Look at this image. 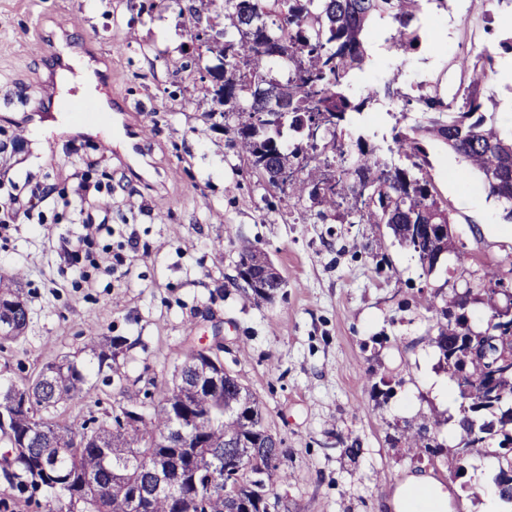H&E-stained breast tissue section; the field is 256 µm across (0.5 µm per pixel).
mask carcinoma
<instances>
[{
  "mask_svg": "<svg viewBox=\"0 0 512 512\" xmlns=\"http://www.w3.org/2000/svg\"><path fill=\"white\" fill-rule=\"evenodd\" d=\"M445 0H224L231 28L209 30L223 35L224 82L204 88L214 108L210 115L224 118V133L242 152L253 173L275 186L283 169L290 172L288 201L295 207L316 210L321 223L336 219L345 203L363 224H385L394 237L413 250L426 272L430 250L427 236L410 234L406 224L453 223L452 207L437 190L427 164L425 142L434 139L448 146L465 162L461 175L479 174L491 197L503 205V220L512 223V134L506 135L486 115L484 90L494 73V56L486 49L468 51L457 58L463 83L450 101L433 91L409 97L394 89L368 86L352 96L354 71L363 69L369 56L365 43L376 20L390 25L389 48L406 52L421 42L415 25L423 7ZM402 103L403 112H420L424 120L392 137L388 151L410 164L388 162L380 149L362 133L353 132L354 115L361 114L379 96ZM324 116L330 141L308 138L298 114ZM277 142L281 154L268 160L267 143ZM333 182L322 194L317 184L326 176ZM21 267L0 273V301L27 299ZM512 285V260L484 262L475 283L459 292L430 294L427 309L434 313L436 336L432 342L449 374L467 365L472 389L458 391V425L465 433L459 460L467 449L487 437L512 431V372L500 381L499 394L488 396L481 385L486 364L453 347L458 336L472 330L456 310L478 291L486 316L501 307L502 296L486 286ZM27 321L12 333L0 335V351L24 337ZM82 351L96 360L86 367L77 356L65 354L42 365L27 380L28 399L16 396L17 385L0 388V437L18 449L3 471L33 512H135L130 490L145 478L144 467L161 457H178L184 472L176 495L161 492L150 512H228L236 497L248 512H267L266 498L274 486L288 482V449L275 457L256 454L253 447L266 440L262 403L249 387L230 372L224 387L187 397L180 403L174 387L153 393L140 390L101 412L77 409L97 390L110 386L118 358L126 348L119 336H102L89 326ZM140 411L138 424L127 426V409ZM190 423V439L198 449L188 453L169 447L164 439L170 409ZM408 448L432 450L429 428L409 427L402 433ZM235 444L237 462L224 464L217 448Z\"/></svg>",
  "mask_w": 512,
  "mask_h": 512,
  "instance_id": "obj_1",
  "label": "carcinoma"
}]
</instances>
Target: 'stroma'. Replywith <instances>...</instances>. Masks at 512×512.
<instances>
[{
  "mask_svg": "<svg viewBox=\"0 0 512 512\" xmlns=\"http://www.w3.org/2000/svg\"><path fill=\"white\" fill-rule=\"evenodd\" d=\"M0 0V128L15 137L7 159L19 178L56 183L68 168L67 140L101 155L97 134L74 139L65 128L22 136L26 107L19 89L38 97L46 80L36 58L41 38L54 47L72 40L111 70L112 87L147 105L151 131L144 151L153 179L133 181L112 157V240L124 243L129 273L101 275L92 288L70 287L59 240L79 224H18L0 241V271L27 272L30 323L24 337L0 352V384L22 383L43 364L77 352L87 326L126 338L121 385L101 387L103 401L121 390L170 384L190 342L221 331L224 366L240 375L263 403L267 422L288 450V483L275 491L288 512H395V488L424 474L448 498L449 512H473L480 493L475 473L498 455L499 436L457 450L459 400L439 401L430 377L448 380L432 346L425 300L430 292L464 289L481 263L512 256V239L496 236L502 210L482 180L461 177V159L437 140L426 141L430 174L454 206L464 242L424 273L411 249L387 225L362 224L344 214L317 223L289 207L278 190L252 174L229 145L220 117H209V97L188 94L199 81L187 63H210L204 43L191 38L173 0ZM443 34L444 50L371 55L360 87L393 83L401 92L422 85L444 96L462 75L453 60L464 49L488 48L507 60L498 43L512 38V4L446 0L430 6L421 37ZM125 49L117 53L113 42ZM388 99L365 109L361 132L387 136L393 127L421 121ZM179 177H171V170ZM472 199L470 206L458 196ZM265 250L287 281L270 303L245 300L235 283L237 247ZM247 354H239L240 343ZM437 424L441 454L428 460L406 447L409 426Z\"/></svg>",
  "mask_w": 512,
  "mask_h": 512,
  "instance_id": "1",
  "label": "stroma"
}]
</instances>
